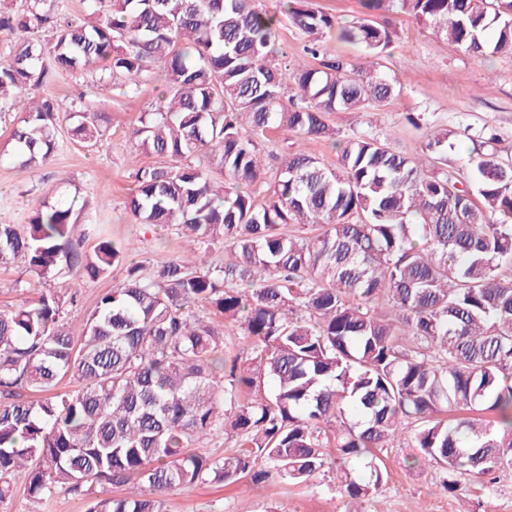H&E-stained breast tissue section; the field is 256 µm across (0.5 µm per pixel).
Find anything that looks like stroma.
Instances as JSON below:
<instances>
[{"label": "stroma", "mask_w": 512, "mask_h": 512, "mask_svg": "<svg viewBox=\"0 0 512 512\" xmlns=\"http://www.w3.org/2000/svg\"><path fill=\"white\" fill-rule=\"evenodd\" d=\"M257 6L279 18L281 51L292 59L300 56L308 38L289 21L285 0H257ZM373 20L393 32V42L378 63L395 84L396 94L377 108L331 114L328 122L337 138L365 132L390 139L398 151L414 155L421 152L431 127L469 125L492 129L498 154L512 157V52L490 57L466 53L437 33L432 23L409 15L381 11ZM100 75L97 68L81 74L55 69L34 88L35 97L53 101L63 112L70 111L79 94H87L107 119L105 134L92 144L73 137L69 125H62L56 131L55 153L37 171L20 170L10 160L12 125L0 122V223H28L42 202L80 193L89 200V218L101 235L133 244L128 262L142 265L148 274L189 249L174 228L135 223L126 207L137 171L164 163L132 136L140 113L159 101L162 87L153 80L141 82L134 93L112 85L103 90ZM332 140L274 131L258 140L257 149L271 167L278 157L299 148L332 167L337 162ZM123 277L124 269L118 266L93 282L82 283L70 275L50 287L62 293L78 288L73 314L80 317L92 312L101 295ZM46 287L35 273L15 265L0 267V309L38 299ZM377 454L386 476L377 491L362 499L337 488L335 473L328 469L301 484L274 475L255 489L238 482L176 490L165 496L163 512H512V470L462 483L450 494L441 487L443 469L415 463L411 431Z\"/></svg>", "instance_id": "1"}]
</instances>
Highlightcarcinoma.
Wrapping results in <instances>:
<instances>
[{
	"instance_id": "carcinoma-1",
	"label": "carcinoma",
	"mask_w": 512,
	"mask_h": 512,
	"mask_svg": "<svg viewBox=\"0 0 512 512\" xmlns=\"http://www.w3.org/2000/svg\"><path fill=\"white\" fill-rule=\"evenodd\" d=\"M361 2L367 13L429 21L474 55L512 51V0ZM95 5L79 22L60 18L59 0L0 9V33L20 41L0 62V115L20 112L11 159L27 172L45 166L62 122L86 142L102 136L105 116L91 102L61 112L29 97L50 69L81 73L102 62L99 83L135 92L161 64L164 96L133 135L167 162L138 171L127 206L143 224L176 227L201 255L146 275L107 237L87 251L88 203L75 196L42 203L23 226L0 224L1 267L20 261L50 282L125 266L80 319L69 312L74 295L50 289L0 310V503L22 469L30 502L66 491L86 500L85 512H163L174 489L258 485L270 468L307 482L326 465V427L351 498L381 485L370 449L410 423L420 458L452 476L449 491L461 477L512 469V162L492 148L466 171H448L455 138L484 147L494 137L468 125L432 131L422 159L359 133L337 143L334 168L298 150L271 173L257 154L266 132L332 139L328 115L381 105L395 86L372 62L289 65L277 48L279 20L255 0ZM288 18L309 37L303 53L312 59L327 36L374 57L392 42L387 27L342 23L306 0H289ZM46 28L55 36L44 46L22 37ZM207 155L222 181L199 161ZM290 224L315 233L290 234ZM218 241L224 264L212 265L206 252ZM229 329L251 338L248 364L225 357ZM68 375L80 383L73 394H21L47 393ZM474 411L496 419L484 424L467 416ZM218 431L245 451H195ZM361 458L366 483L350 467ZM129 483L118 497L106 488Z\"/></svg>"
}]
</instances>
